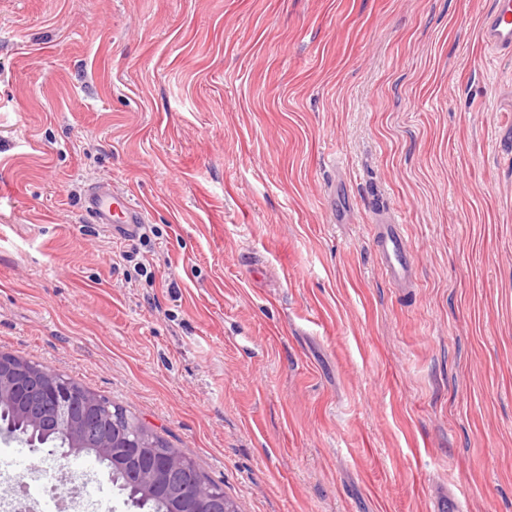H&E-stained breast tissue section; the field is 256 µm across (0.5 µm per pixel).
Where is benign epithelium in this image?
<instances>
[{
	"mask_svg": "<svg viewBox=\"0 0 512 512\" xmlns=\"http://www.w3.org/2000/svg\"><path fill=\"white\" fill-rule=\"evenodd\" d=\"M11 402L22 408L37 427H50L68 438V448L59 453L62 459L81 457L83 447L94 443L96 455L108 458L121 469L127 456L142 460L138 471L140 502L155 496L158 479L166 478L181 507L174 512H210L211 486L200 481L188 493L175 477L187 470V462L177 454L167 455L164 466L155 465L152 449L144 444L150 431L136 433L123 427L118 417L96 412L95 395L80 392L69 383L54 381L46 372L28 361L9 353H0V403Z\"/></svg>",
	"mask_w": 512,
	"mask_h": 512,
	"instance_id": "benign-epithelium-1",
	"label": "benign epithelium"
}]
</instances>
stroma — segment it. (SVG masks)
<instances>
[{
	"label": "stroma",
	"instance_id": "obj_1",
	"mask_svg": "<svg viewBox=\"0 0 512 512\" xmlns=\"http://www.w3.org/2000/svg\"><path fill=\"white\" fill-rule=\"evenodd\" d=\"M491 7L0 0V352L135 413L239 512H512ZM96 182L145 208L134 239L85 214ZM387 214L414 287L378 266ZM48 456L0 437L5 473Z\"/></svg>",
	"mask_w": 512,
	"mask_h": 512
}]
</instances>
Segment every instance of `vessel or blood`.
Listing matches in <instances>:
<instances>
[{"instance_id": "obj_1", "label": "vessel or blood", "mask_w": 512, "mask_h": 512, "mask_svg": "<svg viewBox=\"0 0 512 512\" xmlns=\"http://www.w3.org/2000/svg\"><path fill=\"white\" fill-rule=\"evenodd\" d=\"M481 38L488 50L512 55V0H494L485 15ZM85 210L99 224L112 227L113 235H135L145 223V211L130 195L112 185H93L85 196ZM375 243L380 265L398 287L411 285L415 278L413 255L404 225L387 220L375 224Z\"/></svg>"}]
</instances>
